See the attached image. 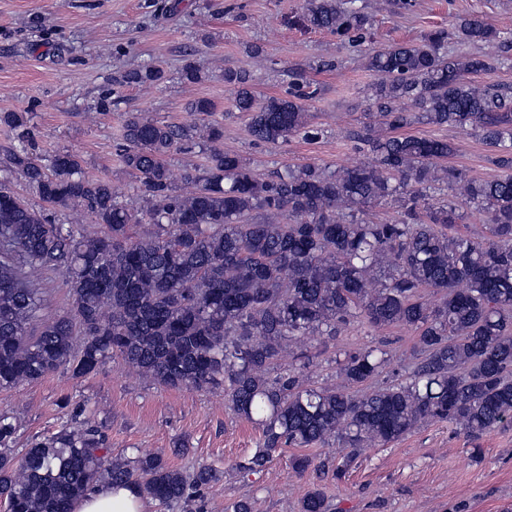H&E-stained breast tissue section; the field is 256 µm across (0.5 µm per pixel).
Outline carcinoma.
<instances>
[{
	"label": "carcinoma",
	"mask_w": 512,
	"mask_h": 512,
	"mask_svg": "<svg viewBox=\"0 0 512 512\" xmlns=\"http://www.w3.org/2000/svg\"><path fill=\"white\" fill-rule=\"evenodd\" d=\"M302 22L353 48L371 42L373 19L351 0H304ZM471 43L501 42L479 14L458 19ZM447 33L418 43L366 47L375 121L350 132L374 162L330 171L315 164L258 175L241 156L215 144L224 125L214 104L189 103L190 120L166 123L128 112L121 159L136 178L140 209L112 183L85 176L77 155L55 156L46 169L26 145L11 147L0 170L24 176L56 207H82L103 234L55 224L30 208L0 177V390L37 382L61 367L87 376L114 356L171 388L224 382L240 417L258 418L262 442L235 469L259 474L285 447L336 443L344 462L300 455L293 468L338 476L360 448L394 442L425 421L448 423L478 439L512 423V96L475 77L497 69L488 53L443 52ZM166 79L158 66L133 70L124 82ZM236 87L231 111L247 117L254 141L278 145L293 136L316 140L322 129L305 109L318 88L298 79L282 96L260 99L249 75L227 70ZM28 135L23 112L0 117ZM415 121L471 127L492 151L498 173L473 178L444 165L455 152L443 138L402 134ZM210 145L206 164L173 183L165 157L186 145ZM461 185L486 218L485 234L449 235L461 218L427 191ZM390 201L401 218L384 223L362 206ZM135 224L153 231L135 236ZM56 270L70 285L72 307L43 316L41 289L30 274ZM432 288L442 293L430 303ZM359 319L377 329L402 325L418 333L415 361L397 378L362 393L387 353L345 356L344 388H304L294 365H271L307 336H338ZM16 425L0 417V501L7 512H73L103 483L147 493L164 508L202 512L204 489L217 472L191 475L159 456L106 460V436L88 422L64 425L19 455ZM324 494L308 493L301 512H328Z\"/></svg>",
	"instance_id": "cac0c4a2"
}]
</instances>
